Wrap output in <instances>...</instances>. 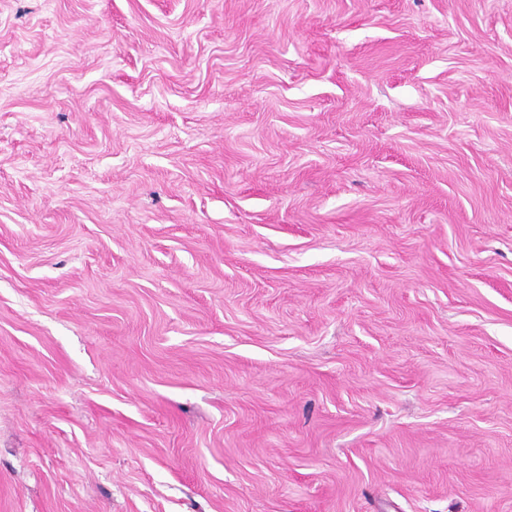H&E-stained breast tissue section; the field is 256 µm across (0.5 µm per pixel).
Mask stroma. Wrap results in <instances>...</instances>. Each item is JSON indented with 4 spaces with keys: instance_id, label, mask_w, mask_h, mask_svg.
Returning <instances> with one entry per match:
<instances>
[{
    "instance_id": "1",
    "label": "stroma",
    "mask_w": 512,
    "mask_h": 512,
    "mask_svg": "<svg viewBox=\"0 0 512 512\" xmlns=\"http://www.w3.org/2000/svg\"><path fill=\"white\" fill-rule=\"evenodd\" d=\"M0 512H512V0H0Z\"/></svg>"
}]
</instances>
